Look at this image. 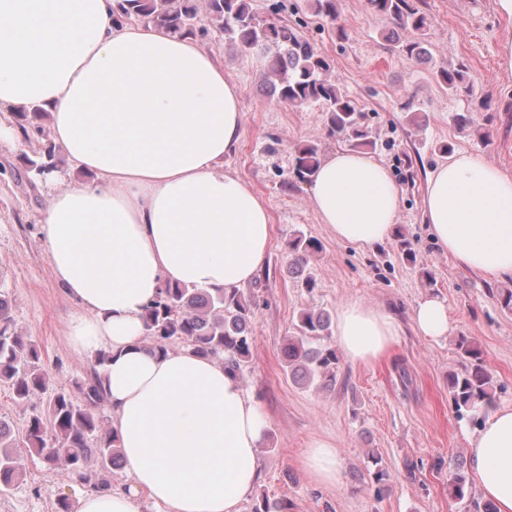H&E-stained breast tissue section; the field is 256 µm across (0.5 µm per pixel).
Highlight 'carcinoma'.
Masks as SVG:
<instances>
[{
    "instance_id": "carcinoma-1",
    "label": "carcinoma",
    "mask_w": 512,
    "mask_h": 512,
    "mask_svg": "<svg viewBox=\"0 0 512 512\" xmlns=\"http://www.w3.org/2000/svg\"><path fill=\"white\" fill-rule=\"evenodd\" d=\"M376 12L412 33L407 43L395 41L399 51L415 57L426 55L429 26L413 0H370ZM314 12L334 20L338 0H312ZM113 13L134 20L186 32L205 38L213 32L224 35L241 50L261 58L263 76L271 83L278 101L293 106H321L331 131L340 134L353 149L374 145L366 124V114L357 103L327 78L329 59L296 29L273 18L261 16L253 0H113ZM465 66L440 72L441 82L450 91L465 80ZM322 160L315 143L295 147L293 173L300 183ZM28 172L35 176L58 167L55 145L48 142L36 155L25 158ZM319 251V243L303 235L288 240L289 268L299 278L300 287L311 293L317 280L309 261ZM254 316L253 302L240 290L213 292L185 285L168 286L151 303L145 314L146 337L151 349L167 352L166 342L182 340L201 356H222L224 367L240 375L241 365L250 355L248 325ZM297 335L288 337L285 364L292 377L317 379L323 389L336 385L339 358L329 343L332 319L324 310L303 309L296 325ZM463 369L448 374V390L457 412L469 413L479 421L483 407L493 399V375L485 367L482 353L469 336L456 340ZM106 354L95 357L89 374L76 379V394L63 389L49 402L47 417L29 422L25 438H13L9 423L0 417V484L7 487L19 475L20 449L29 448L49 462H60L97 491L110 489L112 469L120 462L117 435L105 426L98 409L106 401L99 368ZM0 381L8 383L16 399L24 403L50 386L40 368V352L13 327L6 299L0 297ZM448 483L454 497L469 495L470 485L461 466L449 471Z\"/></svg>"
}]
</instances>
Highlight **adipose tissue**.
Instances as JSON below:
<instances>
[{
  "mask_svg": "<svg viewBox=\"0 0 512 512\" xmlns=\"http://www.w3.org/2000/svg\"><path fill=\"white\" fill-rule=\"evenodd\" d=\"M113 0H0V112L41 108L68 168L46 174L41 215L58 284L76 300L70 339L106 350L102 369L129 488L91 490L79 512H139L146 492L166 512H239L258 477L267 421L222 360L159 354L144 314L172 284L242 288L263 268L268 203L224 159L244 134L238 84L196 37L117 20ZM311 206L338 242L372 249L393 233L400 192L367 153L328 154ZM424 218L440 248L489 279L512 278V173L459 150L429 173ZM430 338L448 332L435 297L412 312ZM400 334L386 309L349 299L334 337L353 363L385 357ZM321 484L341 477L337 448L310 443ZM469 466L498 512H512V407L489 403Z\"/></svg>",
  "mask_w": 512,
  "mask_h": 512,
  "instance_id": "ef3b65f1",
  "label": "adipose tissue"
}]
</instances>
